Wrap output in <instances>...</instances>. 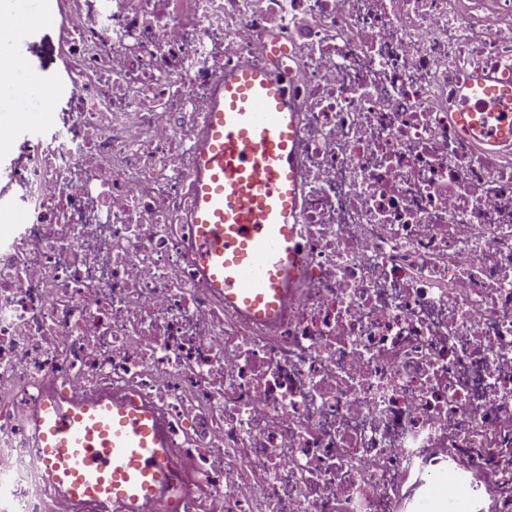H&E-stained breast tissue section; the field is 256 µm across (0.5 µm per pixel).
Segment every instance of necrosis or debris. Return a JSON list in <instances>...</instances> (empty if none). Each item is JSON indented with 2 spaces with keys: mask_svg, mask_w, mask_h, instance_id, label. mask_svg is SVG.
I'll list each match as a JSON object with an SVG mask.
<instances>
[{
  "mask_svg": "<svg viewBox=\"0 0 512 512\" xmlns=\"http://www.w3.org/2000/svg\"><path fill=\"white\" fill-rule=\"evenodd\" d=\"M65 107L0 162V512L51 487L53 398L156 415L138 512H512V146L455 121L512 80V0H54ZM275 68L298 140L297 275L248 317L194 263L224 75Z\"/></svg>",
  "mask_w": 512,
  "mask_h": 512,
  "instance_id": "necrosis-or-debris-1",
  "label": "necrosis or debris"
}]
</instances>
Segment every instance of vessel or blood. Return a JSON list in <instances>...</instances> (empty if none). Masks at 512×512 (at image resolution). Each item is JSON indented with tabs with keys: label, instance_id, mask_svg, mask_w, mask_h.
<instances>
[{
	"label": "vessel or blood",
	"instance_id": "1",
	"mask_svg": "<svg viewBox=\"0 0 512 512\" xmlns=\"http://www.w3.org/2000/svg\"><path fill=\"white\" fill-rule=\"evenodd\" d=\"M458 118L487 143L512 139V82L468 84ZM207 121L193 183L196 265L228 304L275 317L298 256L297 123L288 88L271 69L229 72ZM38 427L44 475L66 496L121 501L137 512L167 483V443L155 417L132 404L53 400Z\"/></svg>",
	"mask_w": 512,
	"mask_h": 512
}]
</instances>
